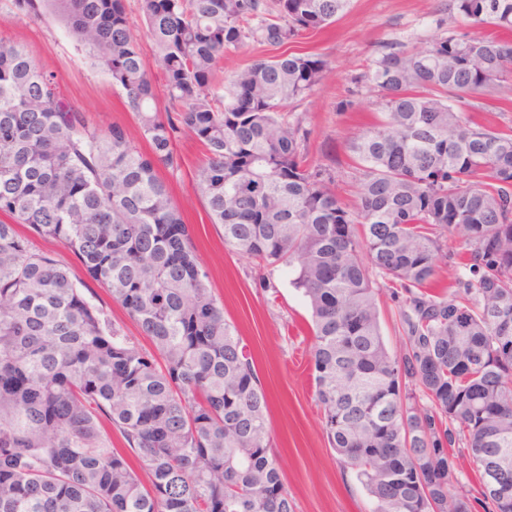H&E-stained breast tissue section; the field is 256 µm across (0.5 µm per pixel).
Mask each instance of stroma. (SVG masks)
Masks as SVG:
<instances>
[{
  "label": "stroma",
  "instance_id": "obj_1",
  "mask_svg": "<svg viewBox=\"0 0 512 512\" xmlns=\"http://www.w3.org/2000/svg\"><path fill=\"white\" fill-rule=\"evenodd\" d=\"M448 0H351L349 9L330 26L304 35L294 51L325 60L321 82L295 110L309 130V158L335 170L336 191L348 206L356 197L348 184L346 143L359 129L377 120L376 93L357 87L355 79L375 55L377 46L398 41L410 48L426 45L438 34L436 22L447 17ZM0 36L25 47L34 61L57 77L60 93L103 127L118 126L129 139L140 129L120 88L103 70L93 68L86 52L52 18L32 21L14 15L0 0ZM183 167L169 185L186 224L194 229L198 254L211 286L255 358L258 377L268 394L269 420L281 453L284 482L296 512H371L372 502L354 474L339 464L321 425L308 361L310 312L291 284L287 268L267 275L268 288L256 286L251 260L224 246L223 231L210 224L197 190L195 172L204 159L202 146L181 134L175 140ZM40 250L65 260L76 278L97 294L125 333L138 337L136 325L76 257L55 239L38 240Z\"/></svg>",
  "mask_w": 512,
  "mask_h": 512
}]
</instances>
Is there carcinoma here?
Wrapping results in <instances>:
<instances>
[{
	"instance_id": "obj_1",
	"label": "carcinoma",
	"mask_w": 512,
	"mask_h": 512,
	"mask_svg": "<svg viewBox=\"0 0 512 512\" xmlns=\"http://www.w3.org/2000/svg\"><path fill=\"white\" fill-rule=\"evenodd\" d=\"M59 21L125 93L149 150L92 125L55 74L0 38V512H295L250 350L210 288L160 171L196 139L224 245L287 266L311 313L315 397L373 512H512V133L469 99L512 81V39L385 42L357 83L382 118L347 143L357 204L312 164L288 106L326 64L282 52L217 81L224 54L282 47L350 0H137L162 72L160 109L125 0H9ZM512 31V0H448V18ZM53 238L152 344L112 321ZM463 244L448 251V240ZM463 268L435 290L440 264ZM391 284L400 350L374 276ZM107 419L124 440L112 447ZM469 464L477 485L459 480Z\"/></svg>"
}]
</instances>
